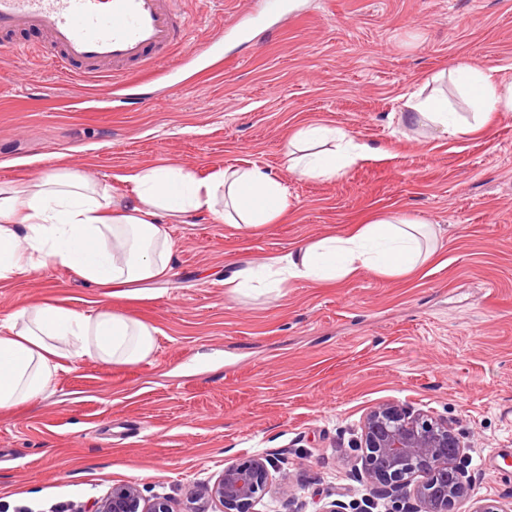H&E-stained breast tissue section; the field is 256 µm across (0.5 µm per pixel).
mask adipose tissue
<instances>
[{
    "instance_id": "ef3b65f1",
    "label": "adipose tissue",
    "mask_w": 512,
    "mask_h": 512,
    "mask_svg": "<svg viewBox=\"0 0 512 512\" xmlns=\"http://www.w3.org/2000/svg\"><path fill=\"white\" fill-rule=\"evenodd\" d=\"M472 108L463 117L438 88L409 94L411 120L425 128L464 134L489 127L495 114L512 112V81L494 69L457 60L448 72ZM365 144L350 133L307 125L285 152L299 176L330 181L364 157ZM133 194L118 199L90 179L46 172L22 186L0 184V284L61 266L83 282L111 289L113 296L138 299L142 284L165 280L172 242L168 226L189 214H207L236 229H254L282 216L287 192L266 169L218 168L207 177L174 166H141L129 177ZM431 224L385 212L355 225L346 235L312 240L257 269L245 263L226 284L245 295L260 273H268L275 295L284 283H317L367 269L382 276L406 275L432 256ZM157 328L103 304L90 311L54 299L20 301L0 318V411L37 401L55 377L75 362L111 365L149 361Z\"/></svg>"
}]
</instances>
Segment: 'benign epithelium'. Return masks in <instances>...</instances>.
Returning <instances> with one entry per match:
<instances>
[{"label": "benign epithelium", "instance_id": "1", "mask_svg": "<svg viewBox=\"0 0 512 512\" xmlns=\"http://www.w3.org/2000/svg\"><path fill=\"white\" fill-rule=\"evenodd\" d=\"M361 451L356 480L372 489L346 506L333 501L318 512H373L387 500L386 512H453L471 497L470 457L448 417L383 403L369 411L354 442ZM290 487V475L268 456L257 453L232 462L213 484L200 486L198 498L215 500L222 512H256L273 487ZM87 512H174L167 496L144 498L132 482L112 485ZM470 512H512V504L477 499Z\"/></svg>", "mask_w": 512, "mask_h": 512}]
</instances>
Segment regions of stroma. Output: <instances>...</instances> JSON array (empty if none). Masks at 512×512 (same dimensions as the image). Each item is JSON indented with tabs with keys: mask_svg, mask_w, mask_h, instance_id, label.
<instances>
[{
	"mask_svg": "<svg viewBox=\"0 0 512 512\" xmlns=\"http://www.w3.org/2000/svg\"><path fill=\"white\" fill-rule=\"evenodd\" d=\"M298 2L273 33L225 38L217 68L187 70L184 92L166 77L143 84L134 107L55 71L28 48L38 34L0 48L1 183L77 171L119 196L139 166L204 178L256 164L288 189L283 217L252 231L205 214L170 225L169 278L145 299L111 301L159 329L150 361L78 362L41 400L0 413V512H75L120 482L179 505L255 453L290 474L274 512H318L366 495L351 442L384 402L447 416L469 448L473 498L512 495V112L451 135L420 131L405 107L460 58L512 79V0ZM251 6L185 0L192 44ZM314 123L369 153L332 181L290 172L288 138ZM385 211L441 231L407 276L296 281L275 299L224 284L242 261L263 265ZM41 298L91 310L103 296L49 266L0 286V316Z\"/></svg>",
	"mask_w": 512,
	"mask_h": 512,
	"instance_id": "35a3bbf8",
	"label": "stroma"
}]
</instances>
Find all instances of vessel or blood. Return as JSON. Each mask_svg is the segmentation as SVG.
I'll return each mask as SVG.
<instances>
[{
  "mask_svg": "<svg viewBox=\"0 0 512 512\" xmlns=\"http://www.w3.org/2000/svg\"><path fill=\"white\" fill-rule=\"evenodd\" d=\"M178 0H0V37L42 34L49 58L66 74L105 79L113 90L136 88L137 78L161 76L171 59L188 65L201 53L217 55L224 31L216 29L195 48L176 9ZM288 15L287 0H263V8L241 16L240 36L255 28L276 29Z\"/></svg>",
  "mask_w": 512,
  "mask_h": 512,
  "instance_id": "b4317fda",
  "label": "vessel or blood"
}]
</instances>
